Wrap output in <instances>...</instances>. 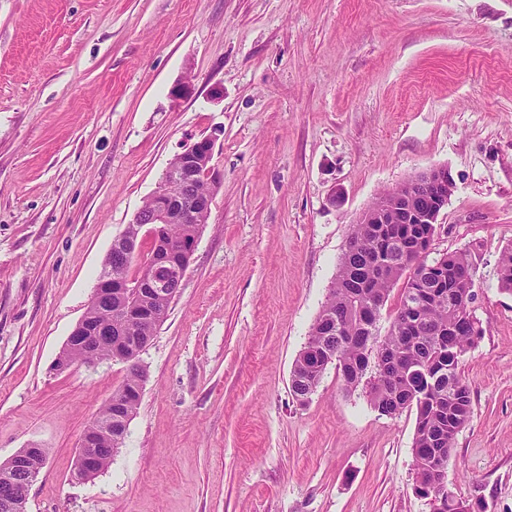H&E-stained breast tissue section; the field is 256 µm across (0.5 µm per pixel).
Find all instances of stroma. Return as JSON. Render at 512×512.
I'll use <instances>...</instances> for the list:
<instances>
[{
    "mask_svg": "<svg viewBox=\"0 0 512 512\" xmlns=\"http://www.w3.org/2000/svg\"><path fill=\"white\" fill-rule=\"evenodd\" d=\"M205 137L223 178L138 410L73 481L127 369L53 362L113 240ZM436 166L435 248L470 249L482 330L448 490L512 512V0H0V462L45 448L28 512H429L413 412L332 367L303 404L290 379L353 224Z\"/></svg>",
    "mask_w": 512,
    "mask_h": 512,
    "instance_id": "stroma-1",
    "label": "stroma"
}]
</instances>
